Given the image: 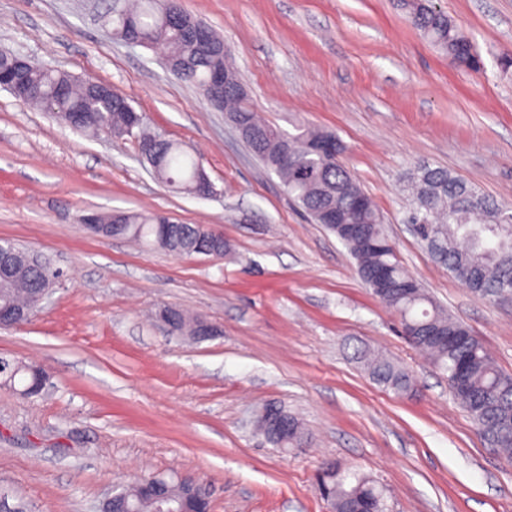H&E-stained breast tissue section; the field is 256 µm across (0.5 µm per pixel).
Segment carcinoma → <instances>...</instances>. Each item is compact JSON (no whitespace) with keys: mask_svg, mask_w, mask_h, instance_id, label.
Instances as JSON below:
<instances>
[{"mask_svg":"<svg viewBox=\"0 0 512 512\" xmlns=\"http://www.w3.org/2000/svg\"><path fill=\"white\" fill-rule=\"evenodd\" d=\"M172 0H136L129 9L115 14L114 33L137 36L146 47L160 48L164 55L189 61L185 80L207 92L214 70L222 69L235 79L229 53L222 56L196 54L192 51L190 32L171 24ZM414 26L448 57L467 60L480 69L481 58L472 41L462 34L431 0H401ZM28 83L40 96L32 103L43 106L56 93L69 87L61 107L82 112L83 128L100 129L105 121L112 129L126 128L125 110L103 97L86 93L75 77L62 70H48L33 64L26 68ZM224 110L241 126L257 135L249 144L257 146L260 160L281 179L285 190L297 205L317 224L327 228L326 216L333 215L337 224H362L372 245L343 241L356 260L360 277L369 271L382 270L397 290L379 296L399 317L404 332H418L411 337L414 345L424 349L435 365L448 373V386L458 403L475 424L489 435L493 445L512 454V376L503 373L484 345L474 336L456 341L453 332L463 324L441 310L421 287L412 293L400 290L413 277L401 265L396 249L387 236L380 215L367 194L343 163L336 158L315 154L309 142L317 138L318 128L299 127L297 133L279 130L262 120L248 97L230 95ZM131 138L153 144L156 162L150 166L156 177L177 193L194 194L196 180L203 170L200 162L179 142L147 132L145 126ZM290 143L288 155L296 166L282 163L283 141ZM410 208L406 222L420 226L419 239L451 272L461 267L474 274L475 291L497 298L512 294V206L482 192L449 170L428 164L416 166L408 176ZM157 213L126 212L124 235L134 241L166 248L161 239ZM54 282V270L22 268L12 282L0 283V303H27L31 292L41 282ZM372 379L397 392L411 389L409 374L393 361L364 355ZM0 385L26 398L38 397L46 387V373L35 364L0 357ZM149 478L131 483L129 508L135 512H156L158 503L147 492ZM326 494L334 512H347L359 500L372 505L374 512H384L382 491L368 477L354 471H336L325 477Z\"/></svg>","mask_w":512,"mask_h":512,"instance_id":"carcinoma-1","label":"carcinoma"}]
</instances>
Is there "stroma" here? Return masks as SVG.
I'll return each instance as SVG.
<instances>
[{"instance_id": "obj_1", "label": "stroma", "mask_w": 512, "mask_h": 512, "mask_svg": "<svg viewBox=\"0 0 512 512\" xmlns=\"http://www.w3.org/2000/svg\"><path fill=\"white\" fill-rule=\"evenodd\" d=\"M433 3L476 43L482 70L449 66L394 0H180L223 38L268 122L336 133L403 267L512 375V300L471 292L405 222L407 176L423 163L512 204V0ZM116 5L0 0V49L111 84L200 159L216 194L172 192L134 142L72 130L0 90V239L63 273L29 321L0 327V357L51 381L29 399L0 388V486L27 512H100L135 477L184 475L210 490V512H327L315 474L330 462L373 479L389 512H512V458L228 115L157 49L114 35ZM113 210L207 225L226 251L182 258L81 222ZM164 307L217 336L169 332ZM365 352L403 367L413 391L377 384ZM271 403L308 442L263 440L255 422Z\"/></svg>"}]
</instances>
